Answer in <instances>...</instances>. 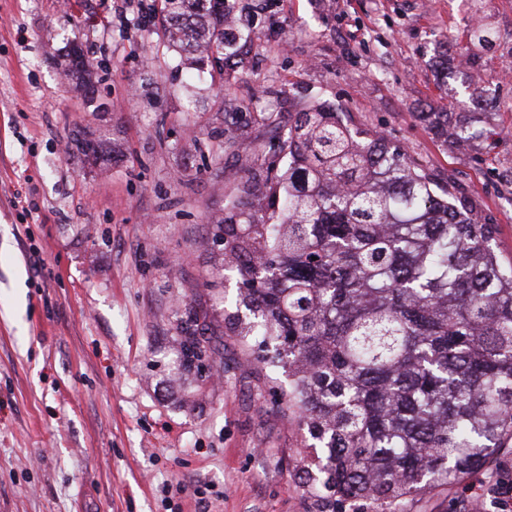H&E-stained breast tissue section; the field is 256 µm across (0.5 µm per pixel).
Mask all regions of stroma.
Returning a JSON list of instances; mask_svg holds the SVG:
<instances>
[{"instance_id":"1","label":"stroma","mask_w":512,"mask_h":512,"mask_svg":"<svg viewBox=\"0 0 512 512\" xmlns=\"http://www.w3.org/2000/svg\"><path fill=\"white\" fill-rule=\"evenodd\" d=\"M148 2L0 0V512H317L299 482L308 435L224 325L238 277L206 286L210 222L277 124L316 102L403 149L512 261V0L475 15L466 0H273L228 86L184 66ZM476 18L496 34L472 50L494 94L481 109L434 53ZM76 50L96 89L63 77ZM443 107L483 137L438 140L420 115ZM83 132L97 159L69 149ZM191 317L212 352L188 368ZM468 491L452 479L405 512H470Z\"/></svg>"}]
</instances>
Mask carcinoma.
<instances>
[{"mask_svg": "<svg viewBox=\"0 0 512 512\" xmlns=\"http://www.w3.org/2000/svg\"><path fill=\"white\" fill-rule=\"evenodd\" d=\"M169 41L229 78L256 47L244 0H158ZM469 39L493 45L477 25ZM478 105L486 90L472 77ZM448 140V113L428 116ZM279 168L261 162L213 224L240 276L230 332L288 378V417L311 443L300 480L328 505L401 512L512 447V263L495 225L465 214L432 175L319 106L288 113ZM184 364L209 351L182 328Z\"/></svg>", "mask_w": 512, "mask_h": 512, "instance_id": "1", "label": "carcinoma"}]
</instances>
